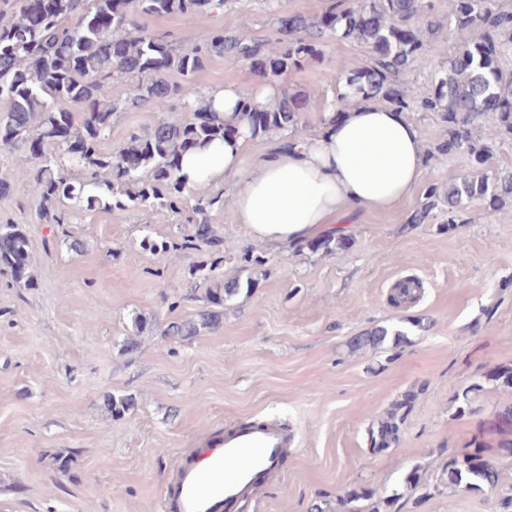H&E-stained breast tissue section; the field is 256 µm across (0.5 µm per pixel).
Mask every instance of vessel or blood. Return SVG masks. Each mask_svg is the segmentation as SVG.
Instances as JSON below:
<instances>
[{
    "label": "vessel or blood",
    "mask_w": 512,
    "mask_h": 512,
    "mask_svg": "<svg viewBox=\"0 0 512 512\" xmlns=\"http://www.w3.org/2000/svg\"><path fill=\"white\" fill-rule=\"evenodd\" d=\"M295 444L294 432L275 420L230 425L182 455L162 506L165 512H223L256 493Z\"/></svg>",
    "instance_id": "vessel-or-blood-1"
}]
</instances>
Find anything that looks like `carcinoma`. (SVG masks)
I'll return each mask as SVG.
<instances>
[{"instance_id":"obj_1","label":"carcinoma","mask_w":512,"mask_h":512,"mask_svg":"<svg viewBox=\"0 0 512 512\" xmlns=\"http://www.w3.org/2000/svg\"><path fill=\"white\" fill-rule=\"evenodd\" d=\"M214 0H0V147L16 156L13 171L0 173V196L12 190V173L26 177L27 191L36 201L38 224H71L78 211L105 204L125 211L150 208L184 215L194 225L190 234L173 241L141 246L153 252L185 257L201 246L212 254L204 280L206 309L197 317L171 321L161 335L188 341L222 323L224 305L251 278L224 280V235L209 215L224 209V190L199 195L189 203L186 185L176 173V159L186 151L222 140L234 127L212 112L195 75L216 56L245 62L263 77L276 81L310 57L324 53L340 37L365 48V64L345 71L341 60L334 72L346 78L349 104L358 99L384 101L406 112L435 113L448 126L440 154L467 156L471 167L448 177L443 192L431 188L427 202L411 215L425 224L435 209L457 223L458 214L476 200L495 207L512 200V167L488 169L495 148L512 143V7L502 0H448V13L435 16L428 0H328L314 20L275 14L274 38L198 34L175 38L148 29V21L171 13L204 18ZM460 37L428 55L425 42L439 37L443 24ZM430 70V85L416 88V66ZM126 85V96L112 87ZM179 102L192 117L185 122L161 119L145 133L133 132L117 150L105 149L112 137L113 118L137 106L168 112ZM236 111L252 137L275 130L299 129L302 102L282 89L278 101L255 104L244 90ZM32 254L20 224H0V274L31 287ZM136 335L125 339L121 351L132 356L140 349L138 336L153 328L142 315L133 318ZM407 333L391 326L374 327L351 341L355 351L386 344L394 348ZM483 383L465 388L457 399L465 412L471 396L484 384L512 389V364L499 365ZM111 415L135 410L130 395L106 398ZM408 404L398 403L378 425L369 429L371 450L381 452L399 440ZM485 434L497 437V448L512 456V405L496 411ZM462 457L448 459V493L499 492L497 512H512V486L500 485L497 466L483 456L485 442Z\"/></svg>"}]
</instances>
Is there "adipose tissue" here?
I'll use <instances>...</instances> for the list:
<instances>
[{
	"instance_id": "1",
	"label": "adipose tissue",
	"mask_w": 512,
	"mask_h": 512,
	"mask_svg": "<svg viewBox=\"0 0 512 512\" xmlns=\"http://www.w3.org/2000/svg\"><path fill=\"white\" fill-rule=\"evenodd\" d=\"M274 137V148L250 166L244 133L177 160L187 187L231 188L238 222L251 239L273 248L342 232V217L393 209L414 195L427 172L416 122L370 101L330 105L315 128Z\"/></svg>"
}]
</instances>
